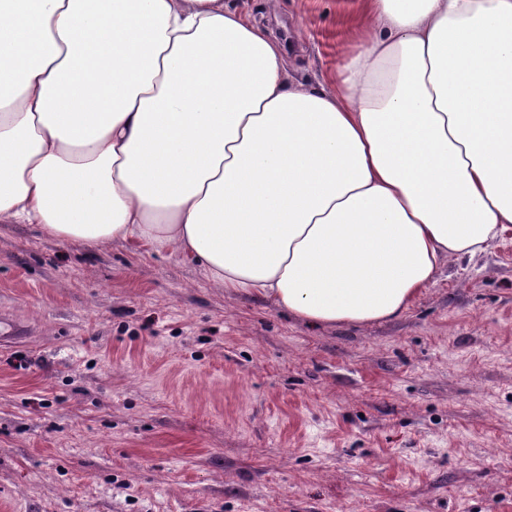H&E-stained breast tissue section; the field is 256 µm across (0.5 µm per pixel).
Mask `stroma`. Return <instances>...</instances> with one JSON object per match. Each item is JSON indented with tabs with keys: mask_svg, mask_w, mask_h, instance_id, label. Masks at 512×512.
I'll use <instances>...</instances> for the list:
<instances>
[{
	"mask_svg": "<svg viewBox=\"0 0 512 512\" xmlns=\"http://www.w3.org/2000/svg\"><path fill=\"white\" fill-rule=\"evenodd\" d=\"M364 0H280L295 79ZM447 263L399 318L313 328L181 253L0 223V512H512V255Z\"/></svg>",
	"mask_w": 512,
	"mask_h": 512,
	"instance_id": "obj_1",
	"label": "stroma"
}]
</instances>
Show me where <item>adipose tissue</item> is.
<instances>
[{
	"mask_svg": "<svg viewBox=\"0 0 512 512\" xmlns=\"http://www.w3.org/2000/svg\"><path fill=\"white\" fill-rule=\"evenodd\" d=\"M335 82L238 0H0V223L139 240L312 327L512 228V0H367Z\"/></svg>",
	"mask_w": 512,
	"mask_h": 512,
	"instance_id": "ef3b65f1",
	"label": "adipose tissue"
}]
</instances>
